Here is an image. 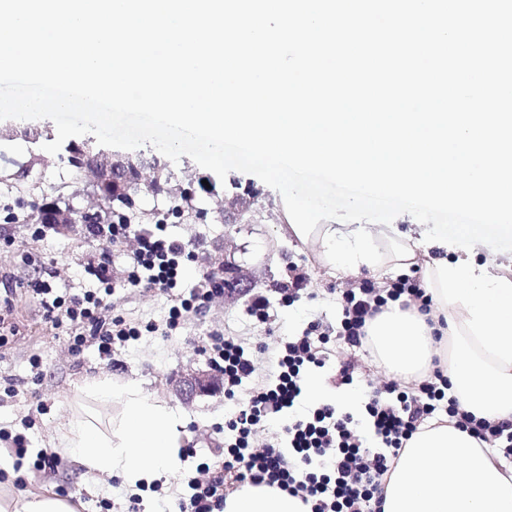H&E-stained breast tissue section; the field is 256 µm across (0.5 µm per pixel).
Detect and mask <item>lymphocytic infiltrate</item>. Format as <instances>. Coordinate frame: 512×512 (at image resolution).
Masks as SVG:
<instances>
[{
	"label": "lymphocytic infiltrate",
	"mask_w": 512,
	"mask_h": 512,
	"mask_svg": "<svg viewBox=\"0 0 512 512\" xmlns=\"http://www.w3.org/2000/svg\"><path fill=\"white\" fill-rule=\"evenodd\" d=\"M87 236L102 243L135 239L129 287L146 284L161 291L176 287L180 260L186 247L129 224H91ZM83 270L102 285V293H88L62 305L48 281H33L34 290L46 301L44 308L53 327H68L72 353L96 346L110 354L114 341L131 336L122 321L102 318L105 294L111 293L112 268L108 259L85 263ZM224 293V282L209 267L198 270V283L189 298L169 312V328H177L189 315L203 312L208 303ZM417 307L431 313L432 299L419 278L400 277L381 286L366 280L359 289L343 295V319L336 336L350 347L364 349L367 325L389 304ZM331 336L314 323L302 336L285 343L275 359L273 383L253 388L248 400L227 427L236 437L222 462L200 463L191 478L190 494L175 503L176 512H223L224 496L237 483L275 486L299 498L309 512H382L385 480L414 434L433 424L448 423L468 432L483 448L500 449L512 459V419L478 418L461 409L450 394L441 366L423 374L414 384L380 376L364 405L362 418L325 404L301 415L300 401L309 367H325L320 352ZM209 366L224 378L225 396H235L256 370L255 362L233 339L207 336L201 350ZM284 410V446L252 447L250 436L269 409Z\"/></svg>",
	"instance_id": "obj_1"
}]
</instances>
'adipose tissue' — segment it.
Instances as JSON below:
<instances>
[{"mask_svg": "<svg viewBox=\"0 0 512 512\" xmlns=\"http://www.w3.org/2000/svg\"><path fill=\"white\" fill-rule=\"evenodd\" d=\"M284 232L315 245L335 271L377 275L400 272L425 251V284L433 313L391 306L369 325L371 349L395 377L425 374L433 356L460 406L487 419L512 417V278L471 255L442 256L444 238L404 239L392 225L370 230L318 224L284 209ZM185 433L178 416L132 380L86 379L69 402L66 423L50 440L53 451L80 469L119 479L142 495L162 475L180 469ZM383 512H512V475L467 432L436 424L410 439L384 488ZM0 512H75L55 494H13L0 487ZM224 512H307L299 498L277 487L247 484L226 496Z\"/></svg>", "mask_w": 512, "mask_h": 512, "instance_id": "ef3b65f1", "label": "adipose tissue"}]
</instances>
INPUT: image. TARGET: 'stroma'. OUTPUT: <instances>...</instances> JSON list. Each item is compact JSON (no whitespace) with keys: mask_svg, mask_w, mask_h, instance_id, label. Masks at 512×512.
Instances as JSON below:
<instances>
[{"mask_svg":"<svg viewBox=\"0 0 512 512\" xmlns=\"http://www.w3.org/2000/svg\"><path fill=\"white\" fill-rule=\"evenodd\" d=\"M30 150L41 158L37 180L46 185L56 183L64 164L59 156L43 152L38 143L0 142V170L8 171L9 158ZM238 196L252 202L253 217L240 216L233 203ZM223 199L220 205L226 209L225 219L215 218L220 205L203 197L198 205L207 210L206 220L163 224L164 237L191 244L194 250L193 256L182 258L184 272L170 295L153 288L126 287L132 269L128 243L104 245L49 228L39 233L22 220L0 222V334L8 338L0 346V432L24 433L31 452L47 449L83 380L105 374L137 381L148 396L167 403L178 417L187 420L189 445L197 452L196 457H183L177 474L160 478L158 492L143 496L142 512H158L160 501L189 494L187 479L194 475L197 462L216 458L232 439L224 424L236 403L223 390L188 402L171 385L172 378L181 373L206 368L200 352L205 336L237 337L246 352L263 361L265 350L301 333L310 321L335 325L340 317L337 293L361 282L354 275H330L312 248L280 232L282 196L258 177L230 172ZM103 255L112 266V294L104 314L109 319L126 320L138 327L139 334L114 344L107 357L93 346L75 355L69 350L65 330L53 328L30 284L37 278L49 279L56 296L65 301L96 290V281L84 274L83 265ZM223 261L232 264L236 276L247 284L246 294L214 299L203 314L165 335L172 296H189L199 265ZM299 274L305 277L303 290L293 304L283 303L280 287ZM258 297L270 303L268 322H258L248 314L250 302ZM9 384L17 390L11 398L3 392ZM27 489L64 491L76 512H100L99 503L104 499L111 502V512H125L129 499L118 480L84 475L67 459L56 472L30 476Z\"/></svg>","mask_w":512,"mask_h":512,"instance_id":"obj_1","label":"stroma"}]
</instances>
